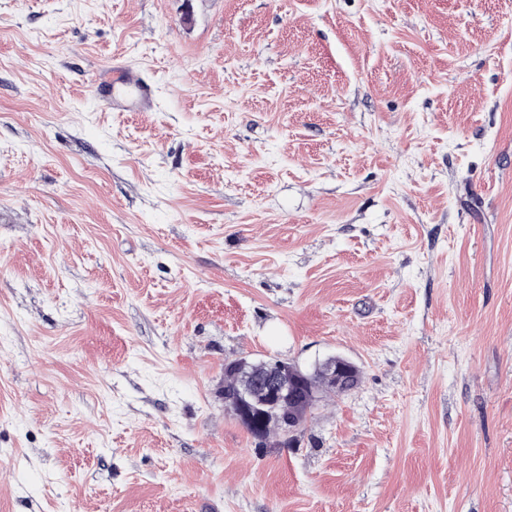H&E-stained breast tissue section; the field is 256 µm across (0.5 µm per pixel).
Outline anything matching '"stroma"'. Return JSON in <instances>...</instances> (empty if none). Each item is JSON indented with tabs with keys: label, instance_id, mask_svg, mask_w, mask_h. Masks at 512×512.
Instances as JSON below:
<instances>
[{
	"label": "stroma",
	"instance_id": "obj_1",
	"mask_svg": "<svg viewBox=\"0 0 512 512\" xmlns=\"http://www.w3.org/2000/svg\"><path fill=\"white\" fill-rule=\"evenodd\" d=\"M0 512H512V0H0ZM96 95L108 108L120 112H144L152 105V85L127 67H114L96 85ZM235 368L241 375V381L238 385L236 405L232 403L230 407L250 405L255 401L253 380L259 373L268 375L272 379V395L277 398L294 396L296 387L304 381V372L307 369L302 368L295 362L288 360H275L270 363L265 360H255L242 357L235 363ZM314 367L320 370L323 381L315 377L312 381V386L321 390V398L323 394L327 393H336L337 395L347 393L356 388L360 383V371L355 366V373L351 379L345 378L340 384H336V379L347 370L346 362L338 356H332L314 365ZM324 382L336 384V387L325 385ZM316 404H312L304 399L302 402L297 405L292 404H276V405H261L258 406V410L262 416L267 418L269 424L266 427V430L256 435L250 429L246 428L250 435L254 438L255 441L259 445L266 444V441L270 438L271 435H275L278 437V444L280 446L289 447L290 443H292L296 437L297 433L301 431L303 424L306 422L307 417L311 414L312 410ZM296 415L302 421L301 427L293 436H283L280 430V423H288V420Z\"/></svg>",
	"mask_w": 512,
	"mask_h": 512
}]
</instances>
